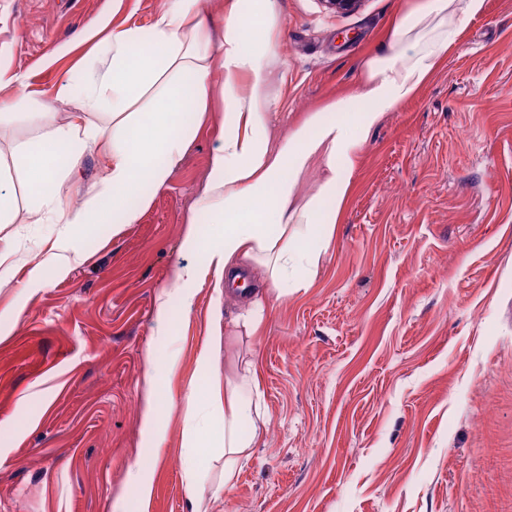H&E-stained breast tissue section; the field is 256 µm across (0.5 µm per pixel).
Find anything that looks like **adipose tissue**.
<instances>
[{
	"mask_svg": "<svg viewBox=\"0 0 512 512\" xmlns=\"http://www.w3.org/2000/svg\"><path fill=\"white\" fill-rule=\"evenodd\" d=\"M485 0H422L393 27L386 55L366 64L358 90L312 113L282 141H273L265 68L275 54L272 33L280 23L277 0H228L221 22L203 0H166L151 26H119L107 36L108 53L87 58L63 75L56 97L74 110L58 121L8 90L19 75L0 70V110L19 112L36 133L0 152V224H61L79 251L89 224L135 223L152 202L144 186L162 189L193 140L212 97L222 103L221 145L211 155L198 206L219 230L203 240L197 219L184 235L200 264L176 267L173 281L214 271L225 288L244 290V328L257 332L265 295L250 292L244 261L265 267L276 295L308 288L336 231L351 186L347 176L360 148L387 113L416 95L457 42L465 22ZM224 72L213 93V67ZM248 77V85L237 82ZM108 115L105 124L92 115ZM100 151L104 162L79 207L64 203L61 185L83 156ZM322 164L316 192L297 198L313 161ZM19 181L28 201L18 204L6 182ZM181 406L188 434L180 464L190 512H204L202 469L224 462V487L233 486L262 432L264 413L255 371L225 377L207 391L188 385L181 399L151 400L143 428L153 444L163 436L160 415Z\"/></svg>",
	"mask_w": 512,
	"mask_h": 512,
	"instance_id": "1",
	"label": "adipose tissue"
}]
</instances>
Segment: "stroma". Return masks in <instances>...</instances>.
<instances>
[{"instance_id": "stroma-1", "label": "stroma", "mask_w": 512, "mask_h": 512, "mask_svg": "<svg viewBox=\"0 0 512 512\" xmlns=\"http://www.w3.org/2000/svg\"><path fill=\"white\" fill-rule=\"evenodd\" d=\"M420 0H278L265 70L274 136L355 92L393 22ZM162 0H0V60L34 103L97 49L101 24H150ZM31 25L23 29L20 18ZM220 114L203 120L168 184L136 223L91 224L83 257L56 274L60 224H6L14 249L0 279V512H189L179 463L184 422L165 441L142 432L152 393L190 382L208 336L210 380L253 362L265 431L209 512H512V0H486L412 98L359 152L336 233L309 288L266 307L255 335L243 306L214 304V274L171 300L177 372L158 300L182 247ZM19 312L18 321L4 312ZM152 486L142 505L129 482Z\"/></svg>"}]
</instances>
